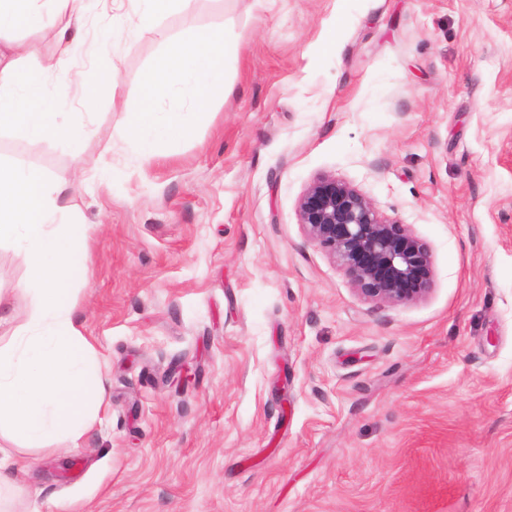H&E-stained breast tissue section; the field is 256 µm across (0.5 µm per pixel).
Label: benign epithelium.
Returning <instances> with one entry per match:
<instances>
[{"label": "benign epithelium", "instance_id": "obj_1", "mask_svg": "<svg viewBox=\"0 0 512 512\" xmlns=\"http://www.w3.org/2000/svg\"><path fill=\"white\" fill-rule=\"evenodd\" d=\"M305 237L322 249L364 300L404 305L432 291L429 245L407 224L380 213L370 198L332 175H318L296 207Z\"/></svg>", "mask_w": 512, "mask_h": 512}]
</instances>
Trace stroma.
<instances>
[{
    "label": "stroma",
    "instance_id": "stroma-1",
    "mask_svg": "<svg viewBox=\"0 0 512 512\" xmlns=\"http://www.w3.org/2000/svg\"><path fill=\"white\" fill-rule=\"evenodd\" d=\"M137 9L100 0L49 77L115 72L81 155L0 129L1 162L74 188L106 379L88 433L24 451L19 512H512V0H191L101 48ZM204 29L236 45L231 93L134 161L122 108ZM321 173L429 244L425 300L365 301L306 240ZM29 278L0 241L1 345ZM176 358L198 382L164 383Z\"/></svg>",
    "mask_w": 512,
    "mask_h": 512
}]
</instances>
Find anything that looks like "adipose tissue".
Here are the masks:
<instances>
[{
    "mask_svg": "<svg viewBox=\"0 0 512 512\" xmlns=\"http://www.w3.org/2000/svg\"><path fill=\"white\" fill-rule=\"evenodd\" d=\"M83 0H0V32L19 24H58V56L22 67L14 52H0V127L32 139H59L74 154L84 150V114L73 108L68 89L47 78L72 51L81 32ZM228 41L224 32L203 30L171 41L144 85L140 107L125 115L133 152L155 156L159 145L187 136L199 115L225 92ZM189 98L185 107L152 111L170 89ZM71 189L34 167L0 164V240L17 242L32 271L27 284L35 304L7 345H0V512H11L6 494H21L18 476L25 448H46L59 436L79 439L96 422L106 380L81 330L77 305L65 288L74 272L79 224L62 226L58 216Z\"/></svg>",
    "mask_w": 512,
    "mask_h": 512,
    "instance_id": "adipose-tissue-1",
    "label": "adipose tissue"
}]
</instances>
